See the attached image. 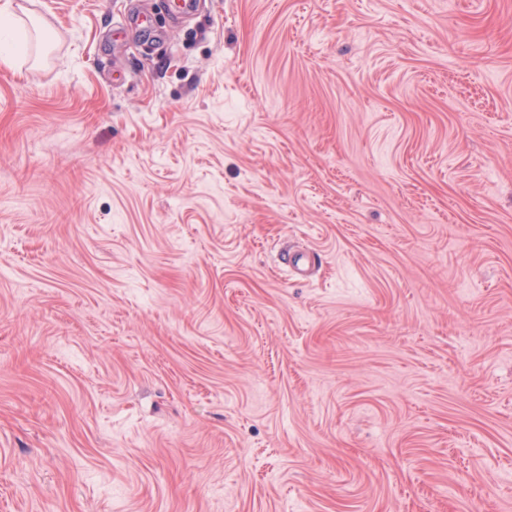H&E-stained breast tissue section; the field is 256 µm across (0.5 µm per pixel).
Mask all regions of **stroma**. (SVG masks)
I'll return each instance as SVG.
<instances>
[{
  "mask_svg": "<svg viewBox=\"0 0 512 512\" xmlns=\"http://www.w3.org/2000/svg\"><path fill=\"white\" fill-rule=\"evenodd\" d=\"M8 4L0 512H512V0Z\"/></svg>",
  "mask_w": 512,
  "mask_h": 512,
  "instance_id": "1",
  "label": "stroma"
}]
</instances>
